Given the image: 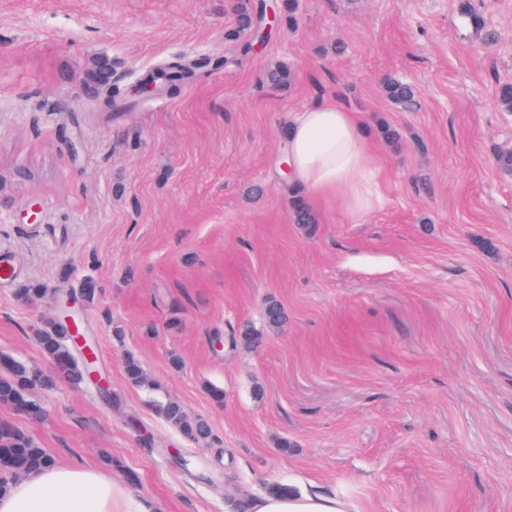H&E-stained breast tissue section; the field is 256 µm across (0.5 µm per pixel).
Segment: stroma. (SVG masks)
I'll return each mask as SVG.
<instances>
[{"label":"stroma","instance_id":"35a3bbf8","mask_svg":"<svg viewBox=\"0 0 512 512\" xmlns=\"http://www.w3.org/2000/svg\"><path fill=\"white\" fill-rule=\"evenodd\" d=\"M299 0L262 51L233 55L230 0H0V353L65 303L112 387L33 390L54 456L81 458L161 512H225L300 482L357 512H512V0ZM229 57L174 95L103 111L88 77L126 87L173 55ZM285 65L290 86L263 81ZM414 84L401 111L380 83ZM357 112L381 201L311 197L298 224L284 123L313 99ZM401 138H383V126ZM93 280V301L72 289ZM44 288L22 298L21 289ZM285 310L272 327L268 302ZM251 327L258 346L229 344ZM147 377L129 382L126 356ZM223 389L215 402L210 388ZM206 420L188 441L156 405ZM287 440L291 449L280 448Z\"/></svg>","mask_w":512,"mask_h":512}]
</instances>
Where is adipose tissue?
Wrapping results in <instances>:
<instances>
[{"instance_id":"1","label":"adipose tissue","mask_w":512,"mask_h":512,"mask_svg":"<svg viewBox=\"0 0 512 512\" xmlns=\"http://www.w3.org/2000/svg\"><path fill=\"white\" fill-rule=\"evenodd\" d=\"M286 140L293 186L312 195L336 197L349 210L371 206L366 145L356 113L334 101L312 103L289 122ZM227 508L228 512H350L349 504L335 494L304 489L262 494L242 511L232 501ZM0 512H158V506L98 467L74 462L26 473L0 494Z\"/></svg>"}]
</instances>
